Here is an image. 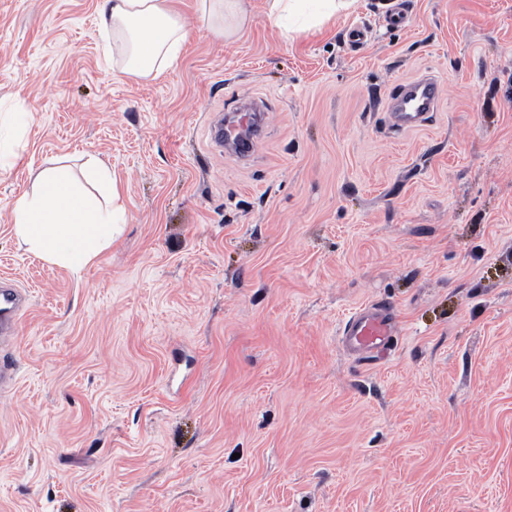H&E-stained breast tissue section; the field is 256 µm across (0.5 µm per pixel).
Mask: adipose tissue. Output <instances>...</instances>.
Wrapping results in <instances>:
<instances>
[{"label":"adipose tissue","mask_w":512,"mask_h":512,"mask_svg":"<svg viewBox=\"0 0 512 512\" xmlns=\"http://www.w3.org/2000/svg\"><path fill=\"white\" fill-rule=\"evenodd\" d=\"M266 16L284 34L322 26L355 0H265ZM171 0H101L100 32L123 56L124 72L140 76L161 73L179 59L186 28ZM202 19L220 27L232 40L247 29L251 14L246 0H198ZM87 170L99 195L86 193L62 168L44 169L33 193L12 207L13 234L19 246L41 259L75 271L87 268L111 247L123 230L124 210L110 169L89 158Z\"/></svg>","instance_id":"adipose-tissue-1"}]
</instances>
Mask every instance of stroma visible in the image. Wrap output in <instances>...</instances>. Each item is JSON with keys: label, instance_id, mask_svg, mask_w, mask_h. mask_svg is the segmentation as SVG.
Wrapping results in <instances>:
<instances>
[{"label": "stroma", "instance_id": "35a3bbf8", "mask_svg": "<svg viewBox=\"0 0 512 512\" xmlns=\"http://www.w3.org/2000/svg\"><path fill=\"white\" fill-rule=\"evenodd\" d=\"M356 0L234 42L175 0L176 64L134 77L99 0H0V277L30 309L0 356V512H512V0ZM369 39L352 48L349 28ZM432 122L392 129L420 74ZM255 98L247 160L209 123ZM114 172L126 225L81 272L17 244L38 173ZM393 302L376 361L342 347ZM441 84L433 75H423L400 85L387 104L393 124L401 130L427 125L437 112ZM397 323L398 315L392 302H368L345 323L343 343L362 359H373L394 335Z\"/></svg>", "mask_w": 512, "mask_h": 512}]
</instances>
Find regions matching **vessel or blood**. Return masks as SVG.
<instances>
[{
	"mask_svg": "<svg viewBox=\"0 0 512 512\" xmlns=\"http://www.w3.org/2000/svg\"><path fill=\"white\" fill-rule=\"evenodd\" d=\"M441 84L435 76L423 75L400 85L390 97L387 110L400 129L412 130L427 125L438 109ZM263 128L257 113L235 114L224 126V142L236 154L246 155ZM29 304L11 280L0 279V339L16 336L19 322ZM398 315L392 302L376 301L362 305L345 323V347L370 360L384 349L397 328Z\"/></svg>",
	"mask_w": 512,
	"mask_h": 512,
	"instance_id": "1",
	"label": "vessel or blood"
}]
</instances>
